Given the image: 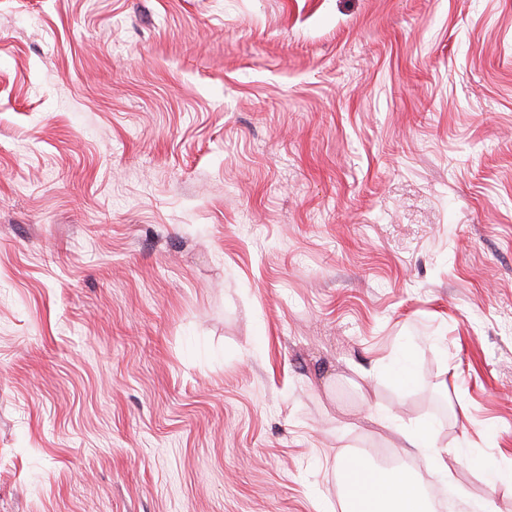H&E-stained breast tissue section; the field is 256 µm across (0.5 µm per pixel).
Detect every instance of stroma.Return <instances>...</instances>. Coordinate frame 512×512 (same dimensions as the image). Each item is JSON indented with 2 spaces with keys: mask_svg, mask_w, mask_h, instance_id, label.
<instances>
[{
  "mask_svg": "<svg viewBox=\"0 0 512 512\" xmlns=\"http://www.w3.org/2000/svg\"><path fill=\"white\" fill-rule=\"evenodd\" d=\"M363 456L512 512V0H0V512Z\"/></svg>",
  "mask_w": 512,
  "mask_h": 512,
  "instance_id": "1",
  "label": "stroma"
}]
</instances>
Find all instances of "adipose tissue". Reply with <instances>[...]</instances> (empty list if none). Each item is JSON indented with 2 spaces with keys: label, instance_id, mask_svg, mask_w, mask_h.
<instances>
[{
  "label": "adipose tissue",
  "instance_id": "1",
  "mask_svg": "<svg viewBox=\"0 0 512 512\" xmlns=\"http://www.w3.org/2000/svg\"><path fill=\"white\" fill-rule=\"evenodd\" d=\"M362 477L347 494L359 512H431L419 492V476L405 468L376 470L361 465Z\"/></svg>",
  "mask_w": 512,
  "mask_h": 512
}]
</instances>
